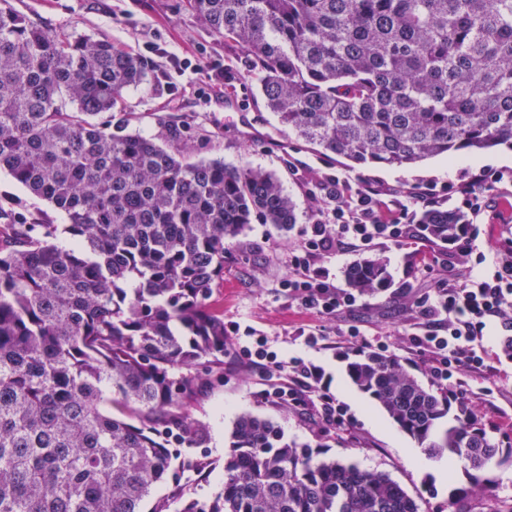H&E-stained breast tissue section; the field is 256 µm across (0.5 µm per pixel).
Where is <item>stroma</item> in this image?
Returning <instances> with one entry per match:
<instances>
[{
    "label": "stroma",
    "mask_w": 512,
    "mask_h": 512,
    "mask_svg": "<svg viewBox=\"0 0 512 512\" xmlns=\"http://www.w3.org/2000/svg\"><path fill=\"white\" fill-rule=\"evenodd\" d=\"M11 5L49 34L72 29L92 39H108L115 47L140 55L152 64L154 76L129 89L124 107L114 120L130 130L150 136L169 150L189 146L190 161L224 160L259 168L275 175L295 204L297 222L281 230L253 222L224 249V282L212 301L223 311L225 323L252 327L268 337L280 357H299L319 365L330 392L348 403L357 395L347 375V365L361 356L358 344L348 339L347 326L360 328L367 342L384 343L386 356L397 359L426 389L438 385L423 367L411 342L425 321L408 305L411 297L433 292L432 278L418 273L409 248L390 243L372 247L386 260L391 276L387 288L361 296L358 306L336 320L316 314L289 299L280 283L288 272V250L300 241L315 219L313 196L332 176L363 178L390 189L396 200L409 193L450 187L440 206L459 208V188L481 169L476 156L450 162L432 158L414 167H351L342 158H329L316 147L298 140L270 112L252 77L246 57L235 43L216 38L207 26L188 13L184 0H10ZM493 205L474 217L479 229L475 248L487 261L474 267L473 276L486 275L500 239L512 235L500 213L512 211V187L484 186ZM10 203L31 224L65 223V216L47 201L31 195L6 169L0 168V204ZM315 333L316 345L306 343ZM504 337L496 324H488L474 348L487 357L482 375L464 376L463 394L473 403L479 421L495 423L494 441L512 446V357L504 350ZM281 374L267 375L243 366L225 365L223 377L210 384L187 408L190 416L208 430L206 441L187 454L205 462L202 474L185 473L187 497L212 498L224 486V454L237 418L251 414L279 426L286 442L307 446L324 457L353 464L363 470L387 473L416 499L421 512H448V499L469 488L463 467L449 471L439 481L425 467L406 463L399 445L416 447L409 435L394 437V423L369 395L360 396L361 409L351 408L342 423L320 431L313 406L289 409L265 401L262 391L283 384Z\"/></svg>",
    "instance_id": "stroma-1"
}]
</instances>
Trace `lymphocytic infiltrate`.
<instances>
[{"instance_id": "obj_1", "label": "lymphocytic infiltrate", "mask_w": 512, "mask_h": 512, "mask_svg": "<svg viewBox=\"0 0 512 512\" xmlns=\"http://www.w3.org/2000/svg\"><path fill=\"white\" fill-rule=\"evenodd\" d=\"M315 220L304 238L288 253L289 274L282 283L293 301L301 307L328 317H337L356 307L358 292L341 288L321 265L320 256L350 248L365 249L384 240L398 247L422 243L421 226L415 224L413 204L389 205L383 189L346 177L327 179ZM472 225H459L446 249L425 254L419 262L422 273L435 279L433 294L410 300L427 321L423 333L412 341L419 352L429 354V369L449 399L461 400L462 391L456 377L465 369L482 374L486 367L483 355L470 343L482 335L487 320H497L503 331L512 332V238L501 241L490 275L472 283L461 282L458 272L468 263H483L484 254L473 249ZM229 333L238 337L239 355L263 373H290L293 385H283L271 393L276 403L301 406L298 388L317 393L319 417L323 423L342 420L345 406L322 393V373L318 366L300 358L284 360L272 350L268 337L253 330L230 325Z\"/></svg>"}]
</instances>
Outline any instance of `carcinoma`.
<instances>
[{"mask_svg": "<svg viewBox=\"0 0 512 512\" xmlns=\"http://www.w3.org/2000/svg\"><path fill=\"white\" fill-rule=\"evenodd\" d=\"M236 43L267 108L329 157L411 167L432 157L512 147V0H186ZM153 69L77 31L53 36L0 0V166L68 223L0 234V512H142L172 482L178 512H420L382 471L282 442L271 421L240 417L224 488L182 493L172 443L205 441L187 404L224 368L229 338L213 311L224 245L257 219L288 229L295 207L266 171L189 162L122 122L93 123ZM460 210L419 223L442 243ZM66 233L71 248L53 243ZM380 258L348 287H385ZM353 384L431 452L480 473L503 449L462 402L448 401L394 359L369 354ZM469 491V492H471ZM469 492L448 500L473 512Z\"/></svg>", "mask_w": 512, "mask_h": 512, "instance_id": "cac0c4a2", "label": "carcinoma"}]
</instances>
